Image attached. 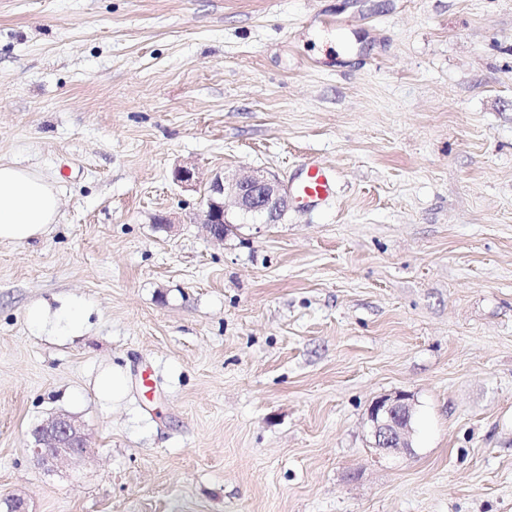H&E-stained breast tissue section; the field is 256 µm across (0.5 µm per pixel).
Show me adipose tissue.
Segmentation results:
<instances>
[{
    "label": "adipose tissue",
    "instance_id": "obj_1",
    "mask_svg": "<svg viewBox=\"0 0 512 512\" xmlns=\"http://www.w3.org/2000/svg\"><path fill=\"white\" fill-rule=\"evenodd\" d=\"M59 208L54 187L41 174L0 161V241L42 237L57 222Z\"/></svg>",
    "mask_w": 512,
    "mask_h": 512
}]
</instances>
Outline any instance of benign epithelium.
<instances>
[{"label":"benign epithelium","mask_w":512,"mask_h":512,"mask_svg":"<svg viewBox=\"0 0 512 512\" xmlns=\"http://www.w3.org/2000/svg\"><path fill=\"white\" fill-rule=\"evenodd\" d=\"M232 196L244 213H257L267 222H276L295 199L276 179L253 170L228 178L215 176L205 189L202 223L216 241L224 240L226 219L224 200ZM415 409L409 395L399 392L374 401L368 411L373 447L397 454L411 447ZM89 448L84 425L67 413H55L30 431L29 449L39 464L79 457Z\"/></svg>","instance_id":"benign-epithelium-1"}]
</instances>
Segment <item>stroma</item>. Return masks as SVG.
Segmentation results:
<instances>
[{"instance_id": "obj_1", "label": "stroma", "mask_w": 512, "mask_h": 512, "mask_svg": "<svg viewBox=\"0 0 512 512\" xmlns=\"http://www.w3.org/2000/svg\"><path fill=\"white\" fill-rule=\"evenodd\" d=\"M310 156L329 199L229 200L211 238L215 175L286 186ZM0 159L60 201L0 242V500L512 512V0H0ZM75 301L80 335L28 323ZM400 391L390 455L367 413ZM54 412L89 448L40 467ZM227 195L234 198L242 212L264 215L267 223L276 222L295 202L275 178L261 171L242 172L231 178L224 173L215 175L205 189L202 223L216 241H223L227 229L224 210ZM97 389L101 396L118 401L126 394V379L120 369L102 373L97 380ZM409 395L399 392L374 401L368 411L373 447L397 454L411 447L415 409Z\"/></svg>"}]
</instances>
